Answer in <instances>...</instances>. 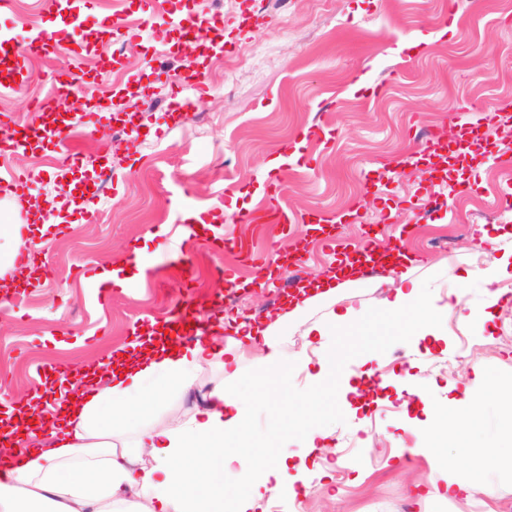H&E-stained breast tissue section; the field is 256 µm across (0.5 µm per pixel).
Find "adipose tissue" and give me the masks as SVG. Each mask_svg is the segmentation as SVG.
I'll list each match as a JSON object with an SVG mask.
<instances>
[{"instance_id":"adipose-tissue-1","label":"adipose tissue","mask_w":512,"mask_h":512,"mask_svg":"<svg viewBox=\"0 0 512 512\" xmlns=\"http://www.w3.org/2000/svg\"><path fill=\"white\" fill-rule=\"evenodd\" d=\"M389 327L409 330L429 326L436 314L418 288L397 291L394 300L376 312ZM327 340L315 380L319 388L336 386L347 351L336 343L346 336L347 320L319 327ZM278 324L242 338H203L173 346L168 337L151 336L131 344L99 364L69 395L56 417L45 414L46 402L30 404L44 413L43 424H29L14 434L7 455L0 457V512H258L266 494L290 482L293 456L287 426L268 447L275 465L247 458L240 443L251 430V408L237 396L239 352L257 348L253 365L259 384L286 385L304 368L303 358H287L278 340ZM220 362L221 376L205 386L204 403L180 423H155L151 417L161 399L172 392L201 386L199 370ZM497 389L495 379L483 378L469 404L449 402L437 409L436 449L454 443L469 474L467 482L447 485L449 496L485 488L498 450L470 442L483 406ZM251 460L252 473L242 480L238 497L224 495V471Z\"/></svg>"}]
</instances>
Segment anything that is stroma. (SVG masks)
<instances>
[{
    "instance_id": "obj_1",
    "label": "stroma",
    "mask_w": 512,
    "mask_h": 512,
    "mask_svg": "<svg viewBox=\"0 0 512 512\" xmlns=\"http://www.w3.org/2000/svg\"><path fill=\"white\" fill-rule=\"evenodd\" d=\"M87 43H68L67 10L51 0H14L0 12V38L24 52L32 35L54 30L65 54L28 55L17 92L1 96L0 114L29 124L31 102L48 95L61 60L94 77L76 91L88 105L72 111L66 138L0 155V171L22 174V190L0 191V208L25 220L28 199L45 205L44 236L24 240L44 270L41 280L0 297V394L38 391L58 363H85L127 344L136 330L170 316L178 306L207 311L233 335L243 322L262 324L295 295L287 271L259 293H245L247 311L233 307L216 270L236 267L251 278L258 265L237 246L280 255L307 247L298 283L321 276L336 255L364 236L388 248L410 228L408 253L419 259L401 270L375 267L371 276L339 280L334 296L305 308L282 335L287 355L309 351L312 326L347 317L350 358L343 382L320 409L336 453L307 461L302 493L264 499L260 512L288 503L290 512H512V143L489 125L472 158L446 164L440 180H422L430 136L458 129V110L493 98L512 99V0H76ZM452 11L447 34L438 18ZM120 15L126 26L107 33L97 19ZM430 46L410 53L418 35ZM210 86L194 111L170 112L173 96L188 97L195 75ZM384 84L373 97L369 89ZM137 94L138 120L127 127L135 148L114 152L105 135L115 125L113 103ZM318 125L334 134L302 150L278 172L281 198L294 224L254 227L242 216L265 203L269 160L297 133ZM79 159L97 188L84 213L63 216L64 160ZM220 212L224 221L195 239L185 256L192 276L163 271L161 254L181 244L186 210ZM319 212L339 223L336 248L300 221ZM235 248L214 252L208 241ZM141 258L148 272L133 285L99 298L94 272ZM504 267L492 282L481 265ZM88 275H81V268ZM418 285L437 313L432 327L387 333L365 312ZM310 353L312 363L318 352ZM500 385L484 408L477 445L501 447L489 492L448 499V481L466 468L441 466L427 430L433 410L464 400L481 376ZM241 392L252 405V454L270 456L264 439L278 425L277 402L251 381Z\"/></svg>"
}]
</instances>
